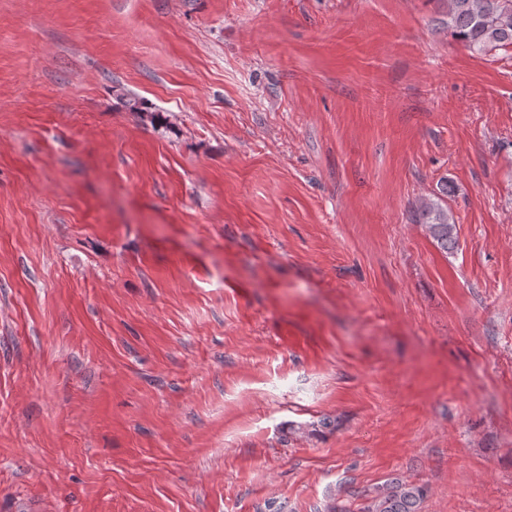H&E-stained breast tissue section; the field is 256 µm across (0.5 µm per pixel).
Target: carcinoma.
<instances>
[{
    "mask_svg": "<svg viewBox=\"0 0 512 512\" xmlns=\"http://www.w3.org/2000/svg\"><path fill=\"white\" fill-rule=\"evenodd\" d=\"M444 6L442 24L448 34L471 52L482 55L512 48V0H439ZM448 179L437 184L432 197L420 202L419 223L438 247L453 252L457 247L455 224L448 213ZM425 489L414 484L393 482L372 497L360 512H420Z\"/></svg>",
    "mask_w": 512,
    "mask_h": 512,
    "instance_id": "cac0c4a2",
    "label": "carcinoma"
}]
</instances>
